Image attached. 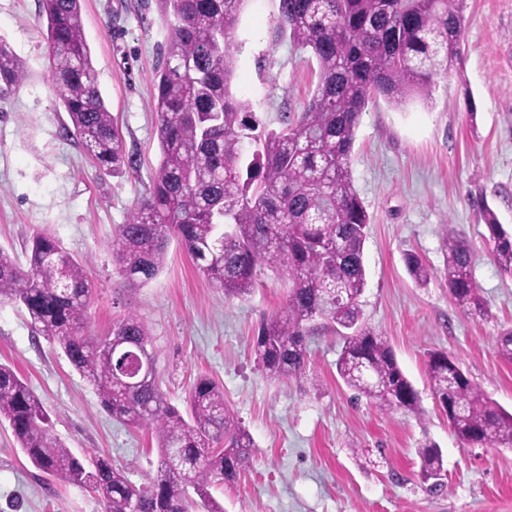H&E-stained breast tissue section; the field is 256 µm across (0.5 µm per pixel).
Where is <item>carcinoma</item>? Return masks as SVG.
Instances as JSON below:
<instances>
[{"mask_svg": "<svg viewBox=\"0 0 512 512\" xmlns=\"http://www.w3.org/2000/svg\"><path fill=\"white\" fill-rule=\"evenodd\" d=\"M168 37L156 72L160 163L152 188L116 231L113 255L122 275L144 285L166 261L175 237L198 272L229 299L249 296L263 267L287 288L286 305L264 321L253 349L278 380L306 370L305 338L316 320L344 330L336 363L346 386L385 411L422 415L418 391L393 349L362 323L364 245L370 216L353 184L350 157L368 102L397 108L428 99L438 76L461 63L466 0H276L272 37L309 50L319 81L304 110L267 129L232 79L241 46L235 33L247 0H158ZM50 73L75 136L94 165L119 172L133 165L97 83L83 33L81 0H41ZM23 62L0 39V97L13 92ZM499 269L512 276V233L482 208ZM444 277L466 314L487 316L473 280L475 252L448 230ZM409 275L425 285L434 270L415 253ZM92 288L85 266L59 241L36 233L26 265L0 248V303L25 309L33 332L53 340L95 389L113 418L155 433L159 464L149 486H137L98 458L87 466L49 430L28 382L0 363V425L44 474L89 489L105 512H224L210 495L235 481L255 444L224 402V389L200 375L172 405L159 375L131 376L151 348L135 314L103 337L85 333ZM431 392L455 436L471 447L512 448V413L484 394L445 352L428 356ZM429 490L443 472L441 448L417 450Z\"/></svg>", "mask_w": 512, "mask_h": 512, "instance_id": "1", "label": "carcinoma"}]
</instances>
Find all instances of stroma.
Segmentation results:
<instances>
[{"instance_id":"1","label":"stroma","mask_w":512,"mask_h":512,"mask_svg":"<svg viewBox=\"0 0 512 512\" xmlns=\"http://www.w3.org/2000/svg\"><path fill=\"white\" fill-rule=\"evenodd\" d=\"M81 4L99 88L136 166L116 174L97 169L65 133L69 118L50 76L40 0H0V38L25 65L22 82L0 98V247L21 262L34 232L58 238L93 284L87 334L104 335L116 319L136 314L172 404L182 405L199 375L223 386L255 443L237 482L210 489L224 512H512V448L461 443L426 373L429 352H446L512 412V364L497 349L512 327V276L495 264L480 216L489 206L512 231V0H467L461 69L441 78L429 100L402 109L370 102L351 153L354 185L372 217L363 320L392 347L418 391V418L354 399L336 372L343 338L324 320L306 338V379L271 378L252 351L263 319L286 303V287L270 271H261L250 297L228 300L173 239L156 278L143 286L125 280L113 241L160 162L152 95L167 26L157 0ZM275 12L274 0H248L236 31L244 48L234 81L237 95L273 129L283 113L303 111L318 83L309 52L272 42ZM450 228L477 253L473 276L488 317L465 314L448 292ZM408 252L434 269L428 285L408 274ZM0 361L25 377L52 435L73 454L105 456L139 486L155 478L150 431L112 419L59 347L33 335L25 312L7 303L0 304ZM430 439L445 468L444 489L434 494L418 478L417 450ZM0 512H104V505L35 469L2 425Z\"/></svg>"}]
</instances>
